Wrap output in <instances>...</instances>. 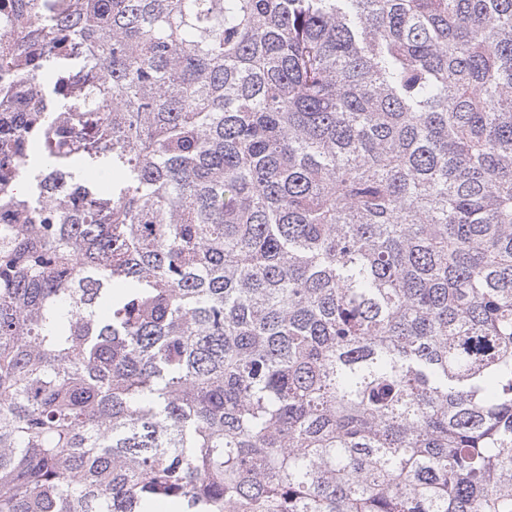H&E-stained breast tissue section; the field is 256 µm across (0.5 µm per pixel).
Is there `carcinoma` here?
I'll return each instance as SVG.
<instances>
[{"label": "carcinoma", "instance_id": "obj_1", "mask_svg": "<svg viewBox=\"0 0 512 512\" xmlns=\"http://www.w3.org/2000/svg\"><path fill=\"white\" fill-rule=\"evenodd\" d=\"M3 2L0 512H512V0Z\"/></svg>", "mask_w": 512, "mask_h": 512}]
</instances>
